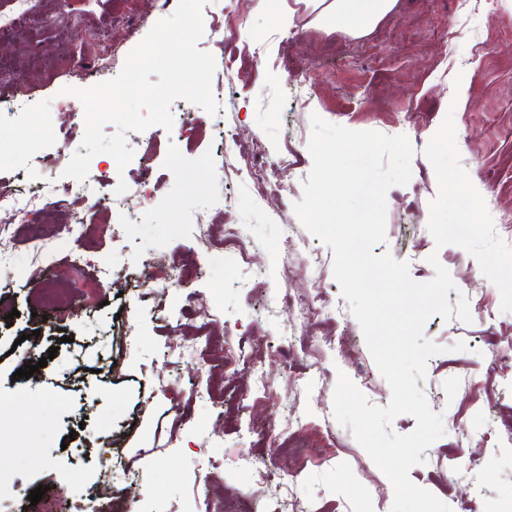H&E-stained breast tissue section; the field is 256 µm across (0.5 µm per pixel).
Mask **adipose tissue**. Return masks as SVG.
<instances>
[{
	"label": "adipose tissue",
	"mask_w": 512,
	"mask_h": 512,
	"mask_svg": "<svg viewBox=\"0 0 512 512\" xmlns=\"http://www.w3.org/2000/svg\"><path fill=\"white\" fill-rule=\"evenodd\" d=\"M312 15L311 24L340 30L355 38L368 36L396 6L397 0H295Z\"/></svg>",
	"instance_id": "obj_1"
}]
</instances>
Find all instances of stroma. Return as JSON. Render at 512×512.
Here are the masks:
<instances>
[{
    "mask_svg": "<svg viewBox=\"0 0 512 512\" xmlns=\"http://www.w3.org/2000/svg\"><path fill=\"white\" fill-rule=\"evenodd\" d=\"M241 21L228 24L226 6ZM43 22L33 67L27 48L0 39L25 82L0 80V95H26L25 112H0V180L26 176L66 185L62 172L79 151L83 112L55 109L72 85L76 47L97 54L104 41L123 54L90 80L119 75L124 55L170 17L157 0H90L74 21L65 0H27ZM146 24L127 29L122 14ZM200 50L215 58L211 85L224 107L210 114L171 106L172 128L128 132L134 155L125 167L105 153L89 168L103 174L100 205L86 214L80 239L70 217L41 225L57 255L79 251L93 269L107 270L99 287L65 264L45 274L19 250L0 276V512H195L208 498L212 512L250 495L256 512H390L393 487L350 429L332 414L339 374L369 403L387 406L391 391L365 344L361 328L333 277L331 249L313 237L293 211L312 168L311 116L352 130L406 135L414 149L412 178L387 193L386 240L377 255L407 261L418 282L433 278L437 254L455 284L449 302L466 297L471 323L428 319L424 335L443 351L428 361L422 382L428 403L443 416L445 434L412 468L411 480L452 512H512V443L494 416H512V312L500 309L497 288L463 248L436 246L427 230L429 203L438 193L424 148L446 112H453L461 164L482 195L496 233L512 246V0H399L362 39L328 33L297 11L292 25L268 18L258 0H207ZM309 73L313 93L301 100L291 76ZM463 97H455V83ZM195 124L191 136L180 130ZM291 164L289 196L247 177L252 157ZM145 183L132 209L115 205L118 180ZM207 224L239 225L238 261L200 234ZM156 287H137L144 263ZM262 286H255V278ZM319 296L335 316L313 323L281 302L283 292ZM48 312L49 320L36 316ZM13 322H6V315ZM206 328L217 351L180 359L166 352L191 344ZM465 351H454L456 342ZM245 348L235 393L224 390V353ZM292 352L282 362L277 350ZM47 358L30 378H16L30 357ZM262 365L269 395L240 411L238 393ZM199 372L212 394L199 401L178 381ZM224 418L215 421L214 399ZM258 432L243 437L241 424ZM481 437L483 465L462 477ZM279 449L287 488L260 481L256 471L226 462L248 454L256 463ZM47 491L38 504L28 495Z\"/></svg>",
    "mask_w": 512,
    "mask_h": 512,
    "instance_id": "1",
    "label": "stroma"
}]
</instances>
